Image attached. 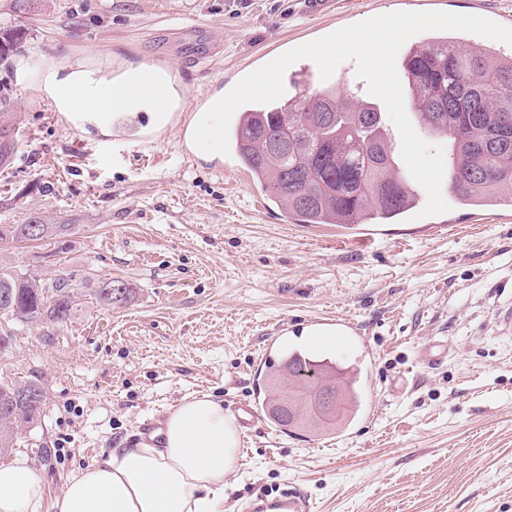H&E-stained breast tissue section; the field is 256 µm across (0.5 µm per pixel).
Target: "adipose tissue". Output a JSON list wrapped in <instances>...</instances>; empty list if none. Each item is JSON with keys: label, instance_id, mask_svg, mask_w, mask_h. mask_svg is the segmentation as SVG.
Segmentation results:
<instances>
[{"label": "adipose tissue", "instance_id": "obj_1", "mask_svg": "<svg viewBox=\"0 0 512 512\" xmlns=\"http://www.w3.org/2000/svg\"><path fill=\"white\" fill-rule=\"evenodd\" d=\"M43 88L55 107L107 132L98 103L123 96L129 112H151L164 123L177 92L167 72L147 65L121 80L92 78L75 61L47 72ZM240 435L223 402L201 395L166 418L155 443L111 448L65 484L55 512H221L224 476L239 453ZM46 488L27 457L0 466V512H43Z\"/></svg>", "mask_w": 512, "mask_h": 512}]
</instances>
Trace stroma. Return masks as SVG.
Segmentation results:
<instances>
[{
  "label": "stroma",
  "mask_w": 512,
  "mask_h": 512,
  "mask_svg": "<svg viewBox=\"0 0 512 512\" xmlns=\"http://www.w3.org/2000/svg\"><path fill=\"white\" fill-rule=\"evenodd\" d=\"M415 9L339 0L315 19L301 0H0V28L23 34L0 65V224L39 215L72 227L0 242V263L82 294L110 278L135 286L129 302L86 301L60 325L7 326L0 378L46 392L14 448L45 481L44 512L74 472L184 398L207 393L228 411L256 401L280 342L304 348L307 328L337 320L345 336L314 355L362 369L363 411L331 434L286 433L259 414L224 476L223 512L297 484L315 512H512V334L496 325L512 306V205L467 208L450 195L447 213L364 237L298 223L235 155L203 159L183 145L219 88L337 29ZM194 28L218 45L197 62L177 37ZM72 59L169 66L178 120L122 142L55 120L42 77ZM354 67L325 82L301 59L284 86L346 89Z\"/></svg>",
  "instance_id": "35a3bbf8"
}]
</instances>
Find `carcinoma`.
<instances>
[{"mask_svg": "<svg viewBox=\"0 0 512 512\" xmlns=\"http://www.w3.org/2000/svg\"><path fill=\"white\" fill-rule=\"evenodd\" d=\"M19 48V35L0 34V62ZM410 98L419 121L448 140L450 188L466 207L512 202V56L484 43H465L446 33L411 45L403 59ZM229 142L273 201L302 224H394L420 204V197L398 170L382 112L351 91L328 87L269 104H250ZM25 224H1L0 240H29ZM18 292L17 308H0V317L22 324L50 326L69 321L78 307L76 293L59 294L37 274L0 265V288ZM88 296L103 308L126 302L102 292ZM338 385L337 414L314 423L280 412L283 393L295 408L311 396L301 383L312 374ZM355 367L324 368L289 354L270 362L263 377L262 406L285 431H335L361 408L363 390Z\"/></svg>", "mask_w": 512, "mask_h": 512, "instance_id": "1", "label": "carcinoma"}]
</instances>
